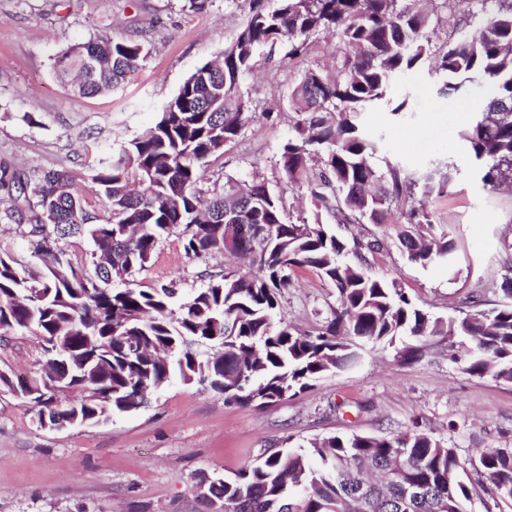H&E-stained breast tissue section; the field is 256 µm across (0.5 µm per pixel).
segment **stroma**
I'll return each mask as SVG.
<instances>
[{
  "mask_svg": "<svg viewBox=\"0 0 512 512\" xmlns=\"http://www.w3.org/2000/svg\"><path fill=\"white\" fill-rule=\"evenodd\" d=\"M248 13L244 0H206L201 9L191 0H0V167L66 169L89 179L99 158L152 125L196 68L235 41ZM99 33L145 43L149 57L117 90L74 94L57 79L53 60ZM343 48L338 37L320 34L292 57L283 43L245 74L241 88L253 120L210 162L205 184L228 174L279 180L280 150L293 134L288 94L307 69L332 65ZM441 85L424 71L398 80L389 95L407 100L406 117L375 110L362 121L380 147L374 167L451 172L426 208L434 224L452 232V267L409 261L392 224H351L345 233L385 236L384 249L369 256L372 271L446 318L504 301L512 189L484 188L458 136L485 85L474 82L453 97L441 95ZM237 266L220 254L187 256L172 234L134 280L144 288L173 282L185 296ZM336 306L330 283L312 269L295 270L283 298L288 322L314 332ZM398 351L395 344L358 343L352 366L265 408L228 405L223 394L175 380L144 407L59 430L40 426L28 400L0 392V512H211L199 496L200 479L228 477L274 451L334 435L416 427L455 448L471 475L482 450L512 448V383L464 373L449 361L444 340L427 344L411 364ZM40 362L35 331L0 342V370L10 377H28Z\"/></svg>",
  "mask_w": 512,
  "mask_h": 512,
  "instance_id": "obj_1",
  "label": "stroma"
}]
</instances>
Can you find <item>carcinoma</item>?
<instances>
[{
    "mask_svg": "<svg viewBox=\"0 0 512 512\" xmlns=\"http://www.w3.org/2000/svg\"><path fill=\"white\" fill-rule=\"evenodd\" d=\"M418 0H279L270 10L250 0L246 25L219 63L198 67L166 103L159 119L121 144L93 169L91 186L65 169L0 174L32 202L31 260L0 249V331L36 330L45 367L12 380L0 370V389L43 412L91 425L147 403L173 379L224 393L227 404L276 403L354 361L362 342L392 343L408 336L399 357L418 361L422 348L448 337V355L471 376L512 382V302L460 318L434 317L416 306L394 279L375 274L366 258L383 239L348 240L322 222L385 224L399 211L397 234L409 260L448 262L452 239L435 225L423 199L450 180L434 169L421 199L416 179L398 167L370 164L377 144L362 115L389 104L398 78L419 70L431 55L434 12ZM463 19L474 29L446 43L434 72L459 92L473 78L490 95L478 102L460 132L491 190L512 183V0ZM337 36L351 49L336 71L310 69L292 88L288 110L294 135L278 165L284 184L230 175L210 189L200 170L224 153L251 119L241 78L264 48L286 41L288 56L309 38ZM149 55L142 42L106 33L78 43L53 62L63 79L76 74L82 95L112 90ZM319 172L313 173L312 167ZM304 187L314 210L291 219L286 189ZM176 232L189 256L237 255L231 270L175 303L177 289L139 288L135 273L150 262L163 237ZM89 238V265L73 262L66 246ZM308 267L332 281L339 306L317 333L291 329L282 315V290L294 269ZM121 282L122 288L112 287ZM77 391L75 401L58 395ZM479 476L493 497L512 507V448L480 459ZM456 449L423 432L332 436L308 448L280 450L232 477L209 482L201 495L223 512H468L472 488L462 478Z\"/></svg>",
    "mask_w": 512,
    "mask_h": 512,
    "instance_id": "carcinoma-1",
    "label": "carcinoma"
}]
</instances>
